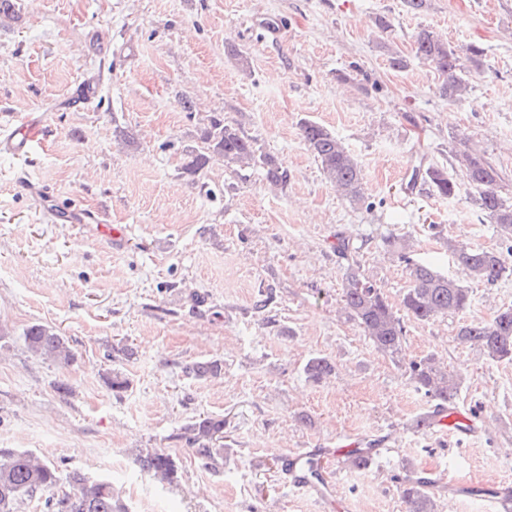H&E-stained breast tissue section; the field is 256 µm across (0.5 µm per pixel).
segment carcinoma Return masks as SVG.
I'll list each match as a JSON object with an SVG mask.
<instances>
[{
  "mask_svg": "<svg viewBox=\"0 0 512 512\" xmlns=\"http://www.w3.org/2000/svg\"><path fill=\"white\" fill-rule=\"evenodd\" d=\"M417 55L427 61L438 75L440 95L462 102L468 92L462 59L473 66H482L484 51L470 45L464 49L448 43L434 31L420 30L415 36ZM301 136L317 160L326 180L336 187L352 205L365 201L364 175L357 157L346 144L322 124L307 120L301 124ZM207 151L186 150L184 170L196 175L207 165L210 155L216 154L230 165L240 168L260 167L267 181L278 186L287 181V172L277 158L262 152L256 142L240 129L212 117L203 131ZM454 159L465 172L469 184L476 190L475 203L490 223L512 241V203L499 193L498 170L477 149L466 145L454 152ZM423 178L442 197L455 194L456 183L443 166H429ZM390 251L405 263L409 286L404 289L399 314L354 261L348 263L342 279V301L349 319L355 321L380 353L397 358L402 350L406 329L405 320L427 323L438 317L466 310L471 305V291L455 278L439 271L433 264L413 257L411 245L405 239L388 241ZM452 260L475 280L495 283L512 274V266L498 251L468 247L457 240L447 241ZM457 340L479 347L492 361L512 362V306H504L490 321L471 320L457 329ZM27 350L35 356L63 365L71 363L74 353L67 339L50 326L34 323L22 336ZM333 365L325 358L314 357L306 365L313 378L329 374ZM406 373L417 391L435 402V407L449 409L454 405L461 376L448 371V366L434 353L407 364ZM224 419L204 417L181 429L180 437L192 447L198 460L206 465L221 454L216 442L223 438ZM143 469L153 473L161 482L177 479L178 467L167 453L154 448L139 451ZM401 495L408 512H434L432 487L423 478L408 477L400 483ZM35 502L43 512H129L106 480L91 479L79 472L61 478L57 470L38 455L14 448H0V512H21Z\"/></svg>",
  "mask_w": 512,
  "mask_h": 512,
  "instance_id": "carcinoma-1",
  "label": "carcinoma"
}]
</instances>
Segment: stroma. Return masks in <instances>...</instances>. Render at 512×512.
I'll use <instances>...</instances> for the list:
<instances>
[{
  "instance_id": "stroma-1",
  "label": "stroma",
  "mask_w": 512,
  "mask_h": 512,
  "mask_svg": "<svg viewBox=\"0 0 512 512\" xmlns=\"http://www.w3.org/2000/svg\"><path fill=\"white\" fill-rule=\"evenodd\" d=\"M10 4L0 14V123L31 112L48 121L27 157L0 154V448L108 480L129 512H323L287 485L280 460L347 435L381 452L360 469L326 459L345 512H407L402 479L430 470L478 487L512 481V363L456 339L460 324L512 305V276L467 280L466 311L407 321L395 359L348 320L341 293L354 259L399 303L408 279L384 243L392 234L453 276L447 240L504 249L466 180L442 198L411 177L451 166L464 137L512 197V0H427L419 13L405 0ZM423 28L483 49L466 101L439 96L434 69L416 57ZM393 52L406 69L390 67ZM86 80L99 84L95 100L69 108ZM185 96L193 113L178 105ZM213 115L276 156L286 184L217 156L185 174L184 151L201 147ZM306 120L358 158L364 205L326 181L301 136ZM117 128L134 143L116 141ZM21 171L92 223L57 221L20 186ZM112 226L124 228L123 245L103 236ZM340 235L351 259L336 251ZM34 322L68 340L72 363L27 351L22 333ZM430 352L463 377L455 406L480 427L466 449L414 427L431 403L405 366ZM314 357L334 372L310 378ZM209 361L220 375L195 377L192 365ZM115 372L126 381L117 392ZM207 416L224 421L214 466L179 437ZM141 448L171 453L177 482L143 470Z\"/></svg>"
}]
</instances>
